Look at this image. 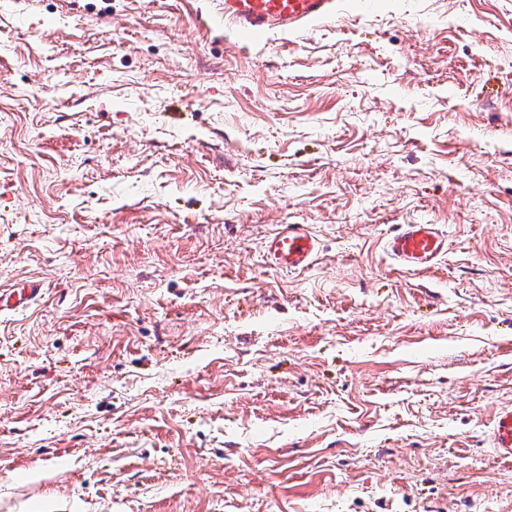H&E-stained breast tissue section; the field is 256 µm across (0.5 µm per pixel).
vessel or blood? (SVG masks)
<instances>
[{"label": "vessel or blood", "instance_id": "b4317fda", "mask_svg": "<svg viewBox=\"0 0 512 512\" xmlns=\"http://www.w3.org/2000/svg\"><path fill=\"white\" fill-rule=\"evenodd\" d=\"M224 24L236 34L298 31L310 23L336 15L340 0H216ZM320 242L305 224H283L263 243L267 267L302 270L316 259ZM388 258L400 269L415 273L438 265L448 253V236L438 224H402L383 242ZM44 293L39 280L0 289V311L26 309ZM493 454L512 460V405L500 408L486 434Z\"/></svg>", "mask_w": 512, "mask_h": 512}]
</instances>
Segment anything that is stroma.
I'll return each mask as SVG.
<instances>
[{
	"mask_svg": "<svg viewBox=\"0 0 512 512\" xmlns=\"http://www.w3.org/2000/svg\"><path fill=\"white\" fill-rule=\"evenodd\" d=\"M305 224L300 272L263 239ZM439 224L448 255L382 250ZM0 512H512V0L288 36L0 0ZM319 239L305 224H283L263 243V260L267 267L302 270L309 267L319 252ZM388 258L415 273L438 265L448 253V235L439 224H400L383 242ZM44 293L40 280H24L17 288L0 289V311L17 312L26 309ZM486 442L496 457L512 460V405L503 406L496 412Z\"/></svg>",
	"mask_w": 512,
	"mask_h": 512,
	"instance_id": "stroma-1",
	"label": "stroma"
}]
</instances>
